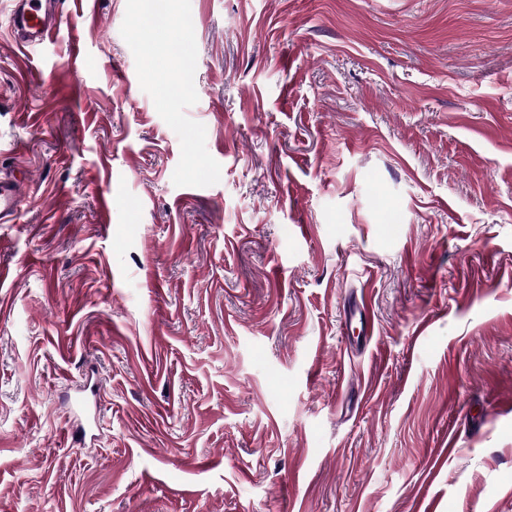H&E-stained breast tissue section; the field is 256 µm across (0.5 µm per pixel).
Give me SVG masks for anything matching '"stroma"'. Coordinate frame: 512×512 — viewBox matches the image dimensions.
<instances>
[{
	"instance_id": "1",
	"label": "stroma",
	"mask_w": 512,
	"mask_h": 512,
	"mask_svg": "<svg viewBox=\"0 0 512 512\" xmlns=\"http://www.w3.org/2000/svg\"><path fill=\"white\" fill-rule=\"evenodd\" d=\"M59 9L0 0V512H512V0ZM9 28L19 44L35 48L46 43L60 23L59 0H11ZM22 178L0 177V220L11 215L15 210L16 202L19 196Z\"/></svg>"
}]
</instances>
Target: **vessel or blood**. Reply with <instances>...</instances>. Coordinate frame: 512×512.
<instances>
[{
  "label": "vessel or blood",
  "instance_id": "b4317fda",
  "mask_svg": "<svg viewBox=\"0 0 512 512\" xmlns=\"http://www.w3.org/2000/svg\"><path fill=\"white\" fill-rule=\"evenodd\" d=\"M11 2L9 28L21 46L35 48L50 40L60 23L59 0ZM20 185L18 177H0V220L14 211Z\"/></svg>",
  "mask_w": 512,
  "mask_h": 512
}]
</instances>
